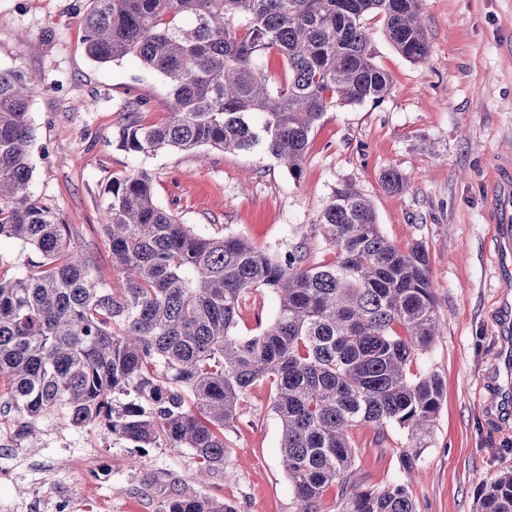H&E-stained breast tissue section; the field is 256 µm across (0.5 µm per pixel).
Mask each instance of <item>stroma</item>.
<instances>
[{
	"label": "stroma",
	"mask_w": 512,
	"mask_h": 512,
	"mask_svg": "<svg viewBox=\"0 0 512 512\" xmlns=\"http://www.w3.org/2000/svg\"><path fill=\"white\" fill-rule=\"evenodd\" d=\"M89 0H0V69H19L35 81L29 117L35 130L30 191L69 225L75 241L96 259L97 277L117 283L102 237V195L113 178L138 170L153 179L159 207L205 236L241 234L276 255L304 244L313 263L333 259L320 228L336 188L353 184L372 202L382 232L400 249L422 243L442 332L420 368L437 374L444 397L431 442L412 474L400 464L405 430L377 435L353 430L357 487L405 479L418 512H475L478 488L512 470V407L498 392L506 369L496 312L512 302V248L495 227L512 224V0H423L430 56L401 57L372 18L376 63L393 79L384 100L325 112L309 140L300 178H292L264 147L248 152L159 151L133 155L112 137L129 102L142 98L143 122L168 117L169 87L128 63L100 65L84 50L80 26ZM409 178L387 192L381 173ZM278 311L276 296L253 291L243 303L238 332L257 334ZM282 427L269 388L256 386L229 431L228 475L206 494L237 512H296L281 467ZM90 448L77 458L31 442L11 460L7 491L29 498L39 472L68 477L69 489L92 512H156L158 488L176 492L192 483L189 450H142L100 431L83 436ZM112 469L109 487L81 484L98 464Z\"/></svg>",
	"instance_id": "obj_1"
}]
</instances>
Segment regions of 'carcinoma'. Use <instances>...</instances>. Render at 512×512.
I'll return each instance as SVG.
<instances>
[{
  "instance_id": "carcinoma-1",
  "label": "carcinoma",
  "mask_w": 512,
  "mask_h": 512,
  "mask_svg": "<svg viewBox=\"0 0 512 512\" xmlns=\"http://www.w3.org/2000/svg\"><path fill=\"white\" fill-rule=\"evenodd\" d=\"M422 0H90L88 56L131 61L165 78L169 117L148 125L129 113L115 145L134 155L261 144L298 179L309 137L337 105L378 102L391 76L374 60L371 16L406 60L430 45ZM279 54L286 78L267 72ZM33 82L0 70V239L40 257L0 277V415L24 438L52 422L100 428L137 448L189 450L200 476L225 472L227 432L256 384L270 387L281 421V458L298 512H417L408 485L352 490V430L398 427L418 466L443 398L417 369L441 333L426 249L403 251L382 233L372 203L336 189L321 214L329 263L303 245L284 257L240 235L196 233L154 201L145 170L105 189L102 232L121 287L102 285L89 252L29 191ZM399 192L407 177L389 168ZM257 288L278 312L259 334L238 318ZM338 489L324 507L326 494ZM157 512H237L197 490L164 497ZM476 512H512V471L482 483Z\"/></svg>"
}]
</instances>
